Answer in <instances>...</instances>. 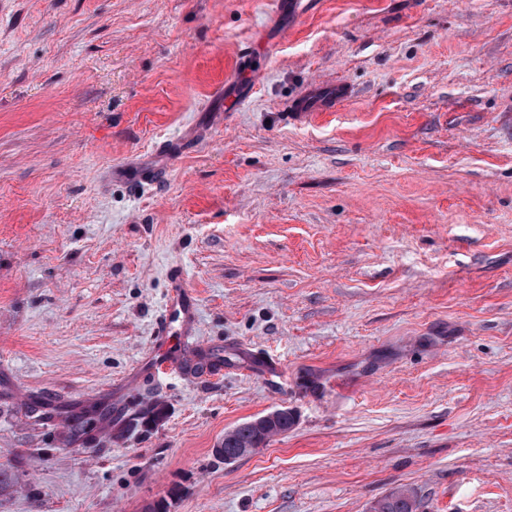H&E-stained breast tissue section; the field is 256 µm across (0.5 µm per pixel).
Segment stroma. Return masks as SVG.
Returning <instances> with one entry per match:
<instances>
[{
  "label": "stroma",
  "mask_w": 512,
  "mask_h": 512,
  "mask_svg": "<svg viewBox=\"0 0 512 512\" xmlns=\"http://www.w3.org/2000/svg\"><path fill=\"white\" fill-rule=\"evenodd\" d=\"M0 471V512H512V0H0ZM172 289L166 300L164 312L158 322V336L164 339L170 333L171 325L179 323L188 329L195 321L196 298L193 291L186 285L181 273L172 278ZM283 412L282 408L272 409L270 412L258 417L256 423L259 428L254 426L250 419H247L231 430L226 431L224 434V458H235L239 455L242 447H250L243 450L241 456L246 457L252 453L251 448H261L266 446L274 436L287 434L296 425V416L293 412L288 410L279 416L275 425L278 415ZM275 425V427H274ZM272 433L265 431L271 430ZM238 458V459H239ZM370 508L372 512H416L418 506L411 490L397 488L376 500Z\"/></svg>",
  "instance_id": "obj_1"
}]
</instances>
